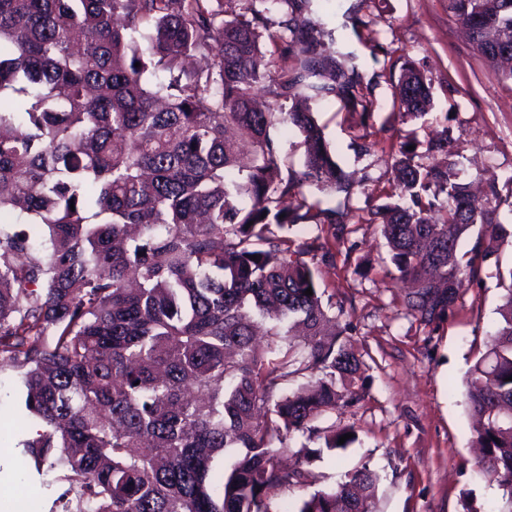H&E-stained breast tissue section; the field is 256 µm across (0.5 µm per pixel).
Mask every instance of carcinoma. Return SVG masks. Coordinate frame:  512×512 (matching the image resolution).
<instances>
[{"label":"carcinoma","instance_id":"cac0c4a2","mask_svg":"<svg viewBox=\"0 0 512 512\" xmlns=\"http://www.w3.org/2000/svg\"><path fill=\"white\" fill-rule=\"evenodd\" d=\"M295 4L0 0V365L23 371L39 422L27 454L68 484L54 512H372L380 475L366 462L283 497L315 484L307 464L356 441L339 443L355 427L318 422L359 402L358 353L346 330L327 329L306 260H333L329 237L345 226L342 202L325 209L301 187L336 198L351 187L311 102L335 93L373 107L342 63L321 81L320 36ZM448 8L512 81V57L487 40L512 44V0ZM268 46L276 80L257 64ZM194 55L209 64L190 73ZM261 91L290 107L257 108ZM431 102V80L406 64L393 109L412 120ZM275 129L300 134V172L288 173ZM428 152L442 159L399 146L389 202L372 212L396 280L411 284L404 305L426 324L512 239L496 187L470 192L448 138ZM309 221L333 232L288 237ZM498 278L497 323L466 385L478 471L503 506L468 498L464 512H512V269ZM297 376L307 382L279 394ZM297 433L319 445L290 467ZM220 455L230 462L217 471Z\"/></svg>","mask_w":512,"mask_h":512}]
</instances>
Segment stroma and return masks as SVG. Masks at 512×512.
Returning <instances> with one entry per match:
<instances>
[{
    "label": "stroma",
    "instance_id": "1",
    "mask_svg": "<svg viewBox=\"0 0 512 512\" xmlns=\"http://www.w3.org/2000/svg\"><path fill=\"white\" fill-rule=\"evenodd\" d=\"M323 2L309 0L296 15L323 30L325 56L354 55L355 90L373 111L362 118L333 94L313 104L353 182L348 232L332 245L334 264L320 267L322 300L363 362L360 403L327 419L354 425L358 439L312 464L316 485H333L366 461L381 476L373 512H462L468 492L477 503L498 504L497 484L476 474L465 383L496 320L502 294L496 270H482L442 320L421 323L407 313L402 288L391 279L395 269L371 213L392 181L391 154L400 143L413 139L422 156L431 140L445 136L462 181L479 175L495 184L500 219L512 224V83L500 80L474 50L448 0H337L338 10L330 13ZM369 28L379 30L378 42L358 39ZM408 60L430 78L433 103L423 118L405 121L392 113L389 97L391 79ZM25 396L20 371L0 369V423L8 427L0 456L40 490V508L48 512L63 485L56 472L20 466L23 442L37 428Z\"/></svg>",
    "mask_w": 512,
    "mask_h": 512
}]
</instances>
